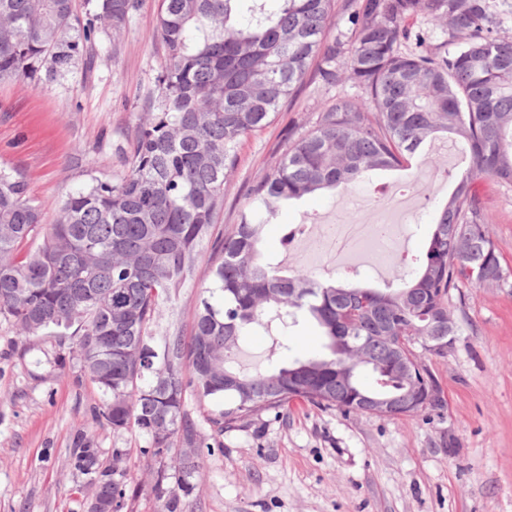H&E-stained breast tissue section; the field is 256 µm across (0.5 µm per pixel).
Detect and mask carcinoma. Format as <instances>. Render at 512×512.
Segmentation results:
<instances>
[{
    "label": "carcinoma",
    "mask_w": 512,
    "mask_h": 512,
    "mask_svg": "<svg viewBox=\"0 0 512 512\" xmlns=\"http://www.w3.org/2000/svg\"><path fill=\"white\" fill-rule=\"evenodd\" d=\"M146 0H0V81L37 86L76 66L120 34ZM157 0L155 37L165 67L146 96L142 122L114 178L91 174L45 224L25 179L0 167V317L20 339L78 324L76 348L103 400L94 420L114 432L136 429L153 455L177 438L196 444L187 393L222 404L217 435L295 403L369 413L367 398L410 415L423 392L441 399L428 366L400 368L401 339L416 349L441 336L448 350L456 324L450 292L462 286L512 288L488 232L479 180L512 184V40L493 34L494 9L512 0H345L349 27H332L335 0ZM448 24L438 45L413 32L414 17ZM317 64L326 89L345 84L310 129L288 137L280 163L251 187L238 223L214 234L224 185L243 141L274 122ZM465 143L470 163L434 224L408 277L382 288L356 276L286 274L259 250L283 204L399 166L433 134ZM193 330L151 346L161 304L189 284L199 264ZM314 325L322 351L282 367L250 370L235 361L244 337L290 336ZM375 375L361 381L362 370ZM97 449H78L74 467L93 475L94 492L125 496ZM180 474L164 512H182L180 492L203 468L199 452L172 456Z\"/></svg>",
    "instance_id": "cac0c4a2"
}]
</instances>
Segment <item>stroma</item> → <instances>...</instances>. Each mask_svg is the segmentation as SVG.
Masks as SVG:
<instances>
[{
  "label": "stroma",
  "instance_id": "35a3bbf8",
  "mask_svg": "<svg viewBox=\"0 0 512 512\" xmlns=\"http://www.w3.org/2000/svg\"><path fill=\"white\" fill-rule=\"evenodd\" d=\"M155 26V4L147 0L115 51L99 52L92 73L78 67L39 87L0 82V165L25 178L45 223L90 170L126 172L123 150L165 61ZM323 100L316 84L307 83L296 101L281 105L274 123L244 143L224 188L219 224L236 223L251 186L274 166L289 134L313 124ZM447 141L436 134L393 170L348 190L290 202L267 226L262 253L280 254L284 269L294 270L301 260L281 253L283 225L373 221V210L345 207L348 195L375 197L383 182L398 190L423 166L456 178L468 158L461 145L455 156L445 155ZM476 188L489 233L512 265V185L483 180ZM447 193L445 185L432 187L429 198L406 213L401 244L408 257L423 252ZM354 271L376 288L398 277L367 253L322 269L326 275ZM208 280L206 267H198L193 285L162 305L155 343L174 328L190 333L198 287ZM450 310L457 323L453 345L423 356L444 398L437 411L381 417L298 403L225 431L222 447L214 448L208 418L216 407L188 396L208 447L201 473L181 496L183 512H512V290L466 286L453 292ZM74 342L70 329L22 340L0 318V512H87L91 478L73 467L86 440L100 467H111L116 450L127 454L121 512H161L178 482L169 458L153 456L138 431L93 424L91 411L102 395L85 375Z\"/></svg>",
  "mask_w": 512,
  "mask_h": 512
}]
</instances>
